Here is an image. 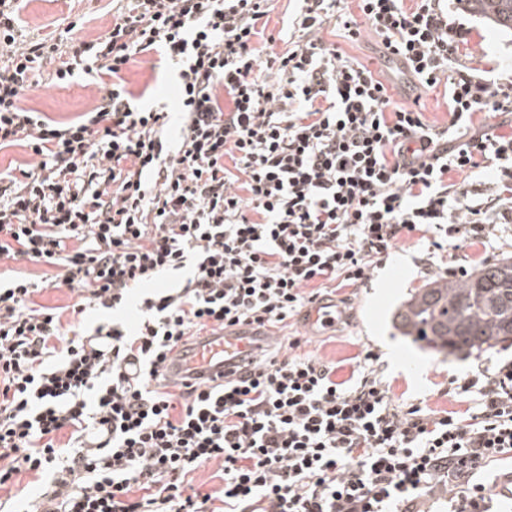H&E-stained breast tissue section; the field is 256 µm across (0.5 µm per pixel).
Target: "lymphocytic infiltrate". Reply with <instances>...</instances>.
Returning <instances> with one entry per match:
<instances>
[{"label":"lymphocytic infiltrate","mask_w":512,"mask_h":512,"mask_svg":"<svg viewBox=\"0 0 512 512\" xmlns=\"http://www.w3.org/2000/svg\"><path fill=\"white\" fill-rule=\"evenodd\" d=\"M275 0H117L111 28L85 40L26 34L20 0H0V149L34 160L0 171V260L60 268L83 302L124 310L161 275L182 287L145 297L122 321L69 334L36 305L38 283L0 286V489L46 476L31 512H493L484 468L512 454V362L464 379L475 408L425 413L393 402L375 354L347 379L287 356L250 377L163 390L164 365L201 331L276 327L321 288H356L403 237L437 251L489 241L512 223V133L474 126L512 112V83L459 55L445 0H295L288 38L262 52ZM372 35L423 92L444 87L448 121L395 103L327 27ZM159 54L179 79L169 115L136 104L120 73ZM106 89L58 122L24 104L46 66ZM495 167L489 187L472 180ZM460 180L449 183V174ZM69 432L66 445L56 436ZM218 460L210 493L190 475Z\"/></svg>","instance_id":"1"}]
</instances>
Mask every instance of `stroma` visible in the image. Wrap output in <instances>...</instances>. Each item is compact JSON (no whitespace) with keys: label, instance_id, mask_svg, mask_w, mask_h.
Masks as SVG:
<instances>
[{"label":"stroma","instance_id":"1","mask_svg":"<svg viewBox=\"0 0 512 512\" xmlns=\"http://www.w3.org/2000/svg\"><path fill=\"white\" fill-rule=\"evenodd\" d=\"M448 16L468 29L459 49L461 59L479 71L493 69L500 82H512V35L484 24L477 16L462 10L456 0H449ZM21 19L25 29L34 35L53 32L62 20L68 19L76 22L78 36L91 40L111 28L112 0H23ZM323 38L340 43L347 55L379 71L396 103L418 102L428 123L438 126L446 123L448 112L443 89L414 97L407 89V76L398 66L380 65L371 38H363L355 44L342 42L336 29L331 27L324 30ZM122 77L132 91L140 94L141 105H167L170 113L168 133L170 137H177L181 114L172 68L158 64L156 55H143L127 64ZM101 93L100 86L84 75L68 84L47 78L27 94L25 103L53 120L65 122L91 110ZM510 258L512 233L507 231L499 232L492 244L476 242L464 246L445 261L428 257L425 245L416 236L406 237L383 264L374 269L369 280L343 301L345 317L335 333L305 336L297 319L293 318L283 324L282 336L275 338L274 352L279 356L288 354L292 351L288 348L289 338L300 337L301 343L294 350L297 355H315L337 365V377L341 380L348 377L356 362L372 352L379 357L378 364L395 403L404 407L414 405L439 414L464 411L467 404L456 394V383L469 376H481L483 370L493 367L496 360L512 359V345L499 343L467 355L435 354L422 349L410 337L400 335L392 318L410 294L441 280L445 268L465 276L484 265ZM78 300L77 293L63 285L48 288L35 297L40 305L59 308L63 324L76 323L86 331L110 322L115 316L131 326L139 316L133 303L117 315L108 309L90 307L76 316L72 306Z\"/></svg>","mask_w":512,"mask_h":512}]
</instances>
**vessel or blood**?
<instances>
[{
	"label": "vessel or blood",
	"mask_w": 512,
	"mask_h": 512,
	"mask_svg": "<svg viewBox=\"0 0 512 512\" xmlns=\"http://www.w3.org/2000/svg\"><path fill=\"white\" fill-rule=\"evenodd\" d=\"M343 316L342 307L321 299L305 308L303 323L310 335L320 336L335 329ZM268 341V336L252 329L219 330L187 343L168 362L166 373L178 382L220 380L227 372L261 360Z\"/></svg>",
	"instance_id": "1"
}]
</instances>
